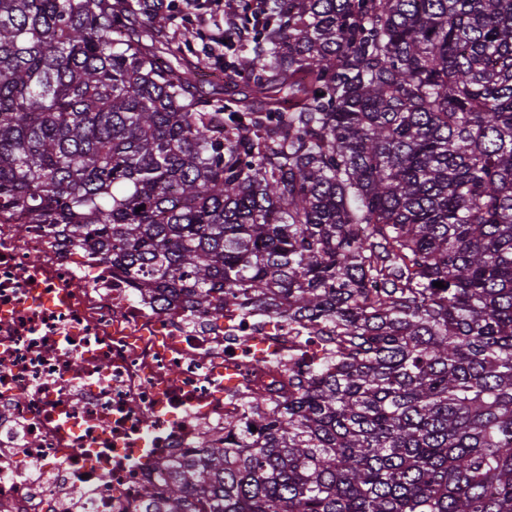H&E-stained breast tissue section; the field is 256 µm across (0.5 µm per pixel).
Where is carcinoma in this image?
Here are the masks:
<instances>
[{"instance_id":"carcinoma-1","label":"carcinoma","mask_w":512,"mask_h":512,"mask_svg":"<svg viewBox=\"0 0 512 512\" xmlns=\"http://www.w3.org/2000/svg\"><path fill=\"white\" fill-rule=\"evenodd\" d=\"M144 15L0 0V210L197 317L337 345L250 399L262 440L229 431L141 497L512 512V0H264L212 101Z\"/></svg>"}]
</instances>
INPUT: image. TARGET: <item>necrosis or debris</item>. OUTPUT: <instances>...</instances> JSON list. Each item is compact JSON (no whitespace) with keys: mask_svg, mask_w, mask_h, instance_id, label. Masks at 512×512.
Wrapping results in <instances>:
<instances>
[{"mask_svg":"<svg viewBox=\"0 0 512 512\" xmlns=\"http://www.w3.org/2000/svg\"><path fill=\"white\" fill-rule=\"evenodd\" d=\"M306 332L262 311L198 319L0 212V512H144L198 447L276 404ZM85 489L82 497L73 486Z\"/></svg>","mask_w":512,"mask_h":512,"instance_id":"necrosis-or-debris-1","label":"necrosis or debris"}]
</instances>
